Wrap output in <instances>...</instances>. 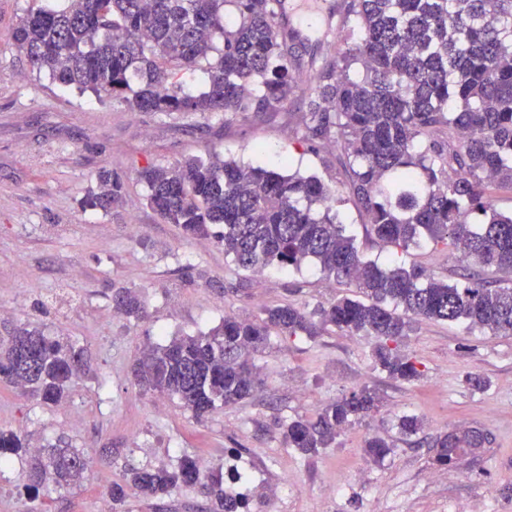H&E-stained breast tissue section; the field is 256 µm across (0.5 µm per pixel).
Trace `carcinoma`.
<instances>
[{
    "label": "carcinoma",
    "instance_id": "1",
    "mask_svg": "<svg viewBox=\"0 0 512 512\" xmlns=\"http://www.w3.org/2000/svg\"><path fill=\"white\" fill-rule=\"evenodd\" d=\"M280 14L282 0H57L30 9L12 40L36 72L133 112H272L297 88L291 67L300 35L275 25ZM325 34L342 48L308 61L318 83L304 138L336 144L350 196L382 243L404 251L450 245L460 273L450 283L417 264L365 256L338 220L345 198L314 175L218 158L142 169L149 207L187 238L214 237L239 268L298 270L312 261L356 289L318 311L269 306L253 320L226 315L207 332L146 346L134 370L138 384L177 397L197 418L254 395L262 379L251 353L274 333L317 336L334 326L374 336L375 366L407 382L421 372L398 343L420 319L512 335V213L497 211L485 194L491 181L512 186V0H341ZM193 68L208 75L195 95L175 81ZM124 195V183L102 167L82 206L108 212ZM112 302L129 318L144 309L130 291ZM87 371L84 349L43 325L24 324L0 340V381L44 404L67 402ZM378 403L373 390L352 391L314 420L284 423V442L316 455ZM398 428L412 436L423 422L404 415ZM485 443L476 430L440 435L433 463L447 467ZM392 448L376 434L364 451L381 460ZM16 458L27 467L26 512H43L41 492L86 471L76 448L37 447L0 430V471ZM130 481L145 498L199 486L218 512H247V502L224 489L222 469L204 472L188 454L172 470L133 467ZM108 494L112 512H129L122 485Z\"/></svg>",
    "mask_w": 512,
    "mask_h": 512
}]
</instances>
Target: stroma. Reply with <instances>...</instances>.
I'll return each instance as SVG.
<instances>
[{"label": "stroma", "instance_id": "obj_1", "mask_svg": "<svg viewBox=\"0 0 512 512\" xmlns=\"http://www.w3.org/2000/svg\"><path fill=\"white\" fill-rule=\"evenodd\" d=\"M49 2L0 0V305L7 307L0 337L43 322L51 334L78 340L93 365L59 406L0 383V430L43 444L64 440L93 462L81 483L44 497L46 512H96L112 483L124 486L131 512H200L206 500L196 489L147 500L129 481L130 467L173 468L186 453L214 468L247 461L266 488L250 512H512V335L420 320L399 344L421 372L410 383L374 368L373 337L332 326L313 338L274 335L253 356L263 379L255 397L203 419L177 397L135 384L132 368L145 344L208 331L227 315L251 318L284 301L311 311L345 294L312 264L298 272L241 270L216 240L185 238L150 209L138 180L147 166L216 156L340 186L335 146L299 132L317 84L307 62L335 48L309 32L296 48L297 89L278 112H133L59 87L17 51L13 29L33 5ZM103 166L126 187L122 204L106 213L81 205ZM341 218L369 256L418 264L448 281L459 270L447 248L384 246L354 203L342 206ZM123 288L144 297L143 318L113 309ZM471 374L484 378L483 388L468 383ZM364 387L381 406L354 419L333 447L305 456L284 444L283 423L314 417ZM407 414L424 422L420 441L397 433ZM459 428L488 441L437 469L429 438ZM375 433L394 442L377 461L363 451Z\"/></svg>", "mask_w": 512, "mask_h": 512}]
</instances>
